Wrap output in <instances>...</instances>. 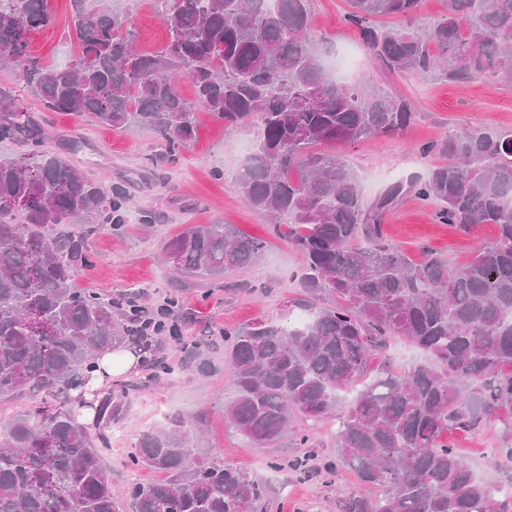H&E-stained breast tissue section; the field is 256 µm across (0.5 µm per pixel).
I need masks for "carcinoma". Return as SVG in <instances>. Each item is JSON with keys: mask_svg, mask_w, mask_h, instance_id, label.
Here are the masks:
<instances>
[{"mask_svg": "<svg viewBox=\"0 0 512 512\" xmlns=\"http://www.w3.org/2000/svg\"><path fill=\"white\" fill-rule=\"evenodd\" d=\"M76 52L43 66L31 31L53 23L48 0H0V68H16L44 112L88 116L114 130L149 127L176 157L196 137L204 111L256 142L238 171L242 201L273 227L293 228L308 312L224 330L235 398L227 425L249 447L293 438L315 447L302 422L331 421L336 455L288 461L305 479L352 471L377 490L350 496L343 512H512V494L479 481L448 434L500 428L497 456L512 460V136L468 129L418 148L438 157L426 177L365 200L347 162L319 144L356 145L406 130L415 113L373 87L339 84L311 33L312 0H161L169 41L135 48L130 10L70 0ZM346 20L387 71L449 83L493 74L512 83V0H448L427 24L422 0H348ZM194 86L185 100L177 79ZM25 150L0 157V402L21 405L0 440V512H262L266 488L246 472L193 453L194 421L182 415L141 431L127 455L155 483L112 486L104 430L124 419L130 392L150 372L85 408H71L75 381L89 390L96 355L146 334L141 292L119 298L73 286L92 262L90 243L122 228L125 196L45 148L23 112L0 113V142ZM411 194L441 224L464 232L493 224L495 241L461 267L432 253L414 261L384 238L386 210ZM267 242L228 224L169 238L165 263L181 278L219 280L257 263ZM393 338L428 358L366 375L370 354ZM357 388L343 412L338 394Z\"/></svg>", "mask_w": 512, "mask_h": 512, "instance_id": "carcinoma-1", "label": "carcinoma"}]
</instances>
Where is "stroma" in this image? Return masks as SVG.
Masks as SVG:
<instances>
[{
	"mask_svg": "<svg viewBox=\"0 0 512 512\" xmlns=\"http://www.w3.org/2000/svg\"><path fill=\"white\" fill-rule=\"evenodd\" d=\"M49 6L54 24L30 35L32 55L47 65L61 62L69 50L64 32L71 22L70 0H49ZM347 10V0H313L316 41L334 57L344 47L353 48L348 81L377 86L407 101L417 114L403 134L354 146L333 145V152L358 175L367 200H375L395 182L426 174L431 161L418 153L423 143L461 128L512 133V84L491 75L479 83L450 84L389 73L373 63L359 31L345 20ZM132 14L139 48L160 50L169 32L158 0H133ZM0 87L11 92L12 111L43 124L50 134L49 150L125 195L123 232L93 240L95 262L79 271L77 285L107 296L136 286L144 289L152 306L178 297L186 317L185 333L199 341L200 358L209 365L205 373L188 368L181 345L162 340L159 354L175 373L132 395L124 434L113 438L103 453L113 486H125L132 478L125 461L136 436L181 414L201 416L203 454L241 468L265 485L267 512H340L342 497L370 495V488L348 470L331 477L298 478L288 466L296 453L290 441L275 448H248L224 421V404L234 397L224 363L225 328L277 317L300 297L296 275L302 258L289 245L287 229L271 233L266 218L248 208L238 193L237 169L245 158L244 147L251 144L250 135L225 132L222 122L199 113L195 140L170 162L163 160V143L149 128L112 130L66 112L41 111L14 70H0ZM149 213L155 220L147 224L143 217ZM192 224H229L240 233L265 239L268 246L256 264L229 272L224 279L184 281L162 262L161 248ZM382 230L390 244L413 259L431 252L452 266L462 265L476 248L497 236L491 224L466 233L438 223L432 208L409 196L386 213ZM451 440L478 478L512 484V461L494 454L500 442L497 429L457 432Z\"/></svg>",
	"mask_w": 512,
	"mask_h": 512,
	"instance_id": "1",
	"label": "stroma"
}]
</instances>
